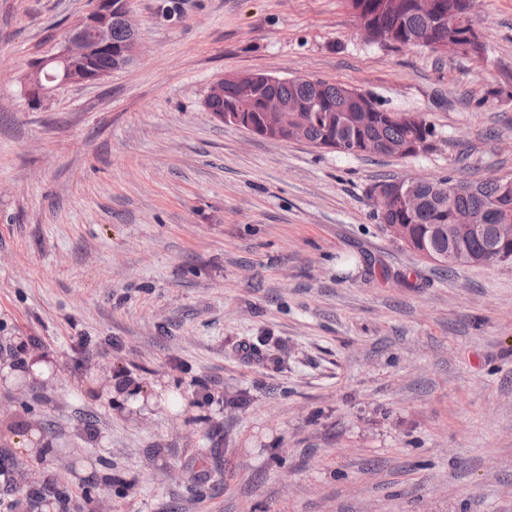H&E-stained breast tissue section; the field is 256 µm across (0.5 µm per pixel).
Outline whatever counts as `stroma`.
Here are the masks:
<instances>
[{
  "label": "stroma",
  "mask_w": 512,
  "mask_h": 512,
  "mask_svg": "<svg viewBox=\"0 0 512 512\" xmlns=\"http://www.w3.org/2000/svg\"><path fill=\"white\" fill-rule=\"evenodd\" d=\"M163 4L129 0L133 64L32 105L88 0H0V512H512V262L444 272L369 196L512 176V0L476 2L482 64L368 43L346 0ZM235 72L422 113L433 148L224 125L203 101Z\"/></svg>",
  "instance_id": "1"
}]
</instances>
